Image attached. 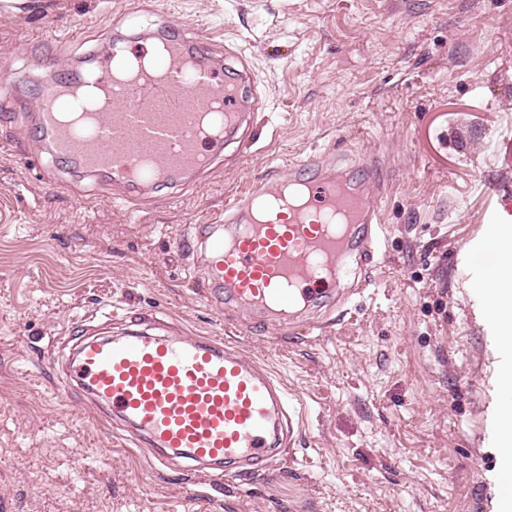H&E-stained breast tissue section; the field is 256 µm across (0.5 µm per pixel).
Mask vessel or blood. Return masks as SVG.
Wrapping results in <instances>:
<instances>
[{
  "instance_id": "vessel-or-blood-1",
  "label": "vessel or blood",
  "mask_w": 512,
  "mask_h": 512,
  "mask_svg": "<svg viewBox=\"0 0 512 512\" xmlns=\"http://www.w3.org/2000/svg\"><path fill=\"white\" fill-rule=\"evenodd\" d=\"M146 73L116 83L112 52L93 54L101 84L100 112L82 127L68 125L71 86L80 73L42 84L30 117L41 153L64 160L101 193L120 190L134 201L143 188L189 181L218 165L224 146L249 118L248 71L224 79V62L201 35L161 23ZM350 171L325 172L314 160L289 176L256 183L229 200L223 215L197 225L190 248L208 256L206 285L215 307L231 303L260 325H291L299 308L335 296L341 263L359 268L375 258L383 226L372 196L352 187ZM75 373L82 388L146 439L177 451L188 470L211 476L280 454L285 389L259 362L207 337L152 336L132 330L82 340Z\"/></svg>"
}]
</instances>
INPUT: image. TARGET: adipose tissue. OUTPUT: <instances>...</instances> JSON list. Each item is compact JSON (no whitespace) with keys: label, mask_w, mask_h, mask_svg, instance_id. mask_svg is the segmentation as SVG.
Segmentation results:
<instances>
[{"label":"adipose tissue","mask_w":512,"mask_h":512,"mask_svg":"<svg viewBox=\"0 0 512 512\" xmlns=\"http://www.w3.org/2000/svg\"><path fill=\"white\" fill-rule=\"evenodd\" d=\"M484 242L504 250L505 256L496 268L474 281L473 286L486 293L499 317L500 346L512 352V225H487Z\"/></svg>","instance_id":"obj_1"}]
</instances>
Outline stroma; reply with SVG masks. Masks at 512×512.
<instances>
[{
    "mask_svg": "<svg viewBox=\"0 0 512 512\" xmlns=\"http://www.w3.org/2000/svg\"><path fill=\"white\" fill-rule=\"evenodd\" d=\"M168 22L243 57L263 101L256 137L183 188L124 207L28 130L37 82L129 22ZM0 512H500V351L468 283L484 225L512 216V0L0 2ZM344 159L384 225L362 294L291 327L215 310L205 260L180 246L207 214L298 161ZM214 336L281 380L300 411L282 456L211 480L162 462L69 383V338Z\"/></svg>",
    "mask_w": 512,
    "mask_h": 512,
    "instance_id": "35a3bbf8",
    "label": "stroma"
}]
</instances>
